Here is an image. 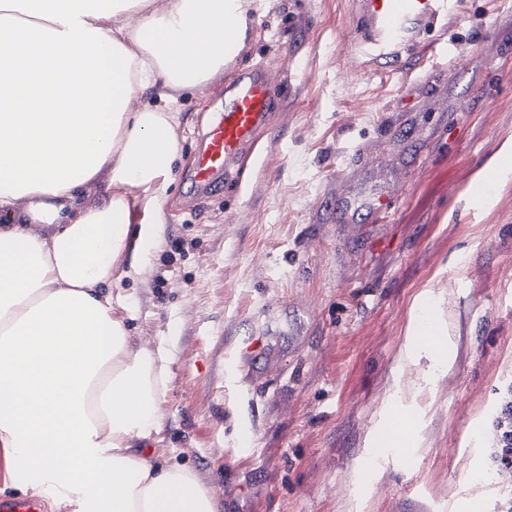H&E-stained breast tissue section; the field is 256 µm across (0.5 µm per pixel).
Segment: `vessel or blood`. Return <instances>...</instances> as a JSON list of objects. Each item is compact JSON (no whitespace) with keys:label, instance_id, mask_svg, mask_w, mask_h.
<instances>
[{"label":"vessel or blood","instance_id":"vessel-or-blood-1","mask_svg":"<svg viewBox=\"0 0 512 512\" xmlns=\"http://www.w3.org/2000/svg\"><path fill=\"white\" fill-rule=\"evenodd\" d=\"M354 6L361 45L378 61L389 62L415 48L440 49L436 29L457 13L459 0H355ZM277 106L265 68L237 70L196 154L192 181L199 196L211 195L237 178Z\"/></svg>","mask_w":512,"mask_h":512}]
</instances>
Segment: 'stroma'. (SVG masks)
<instances>
[{
	"instance_id": "35a3bbf8",
	"label": "stroma",
	"mask_w": 512,
	"mask_h": 512,
	"mask_svg": "<svg viewBox=\"0 0 512 512\" xmlns=\"http://www.w3.org/2000/svg\"><path fill=\"white\" fill-rule=\"evenodd\" d=\"M354 0H256L232 66L178 103L180 159L137 279L117 286L133 345H164L163 459L221 512H512L484 479L512 382V0H460L452 55L384 65L351 42ZM287 81L240 181L191 202L197 141L224 82ZM432 300L452 361L408 355ZM404 447H387L396 411Z\"/></svg>"
}]
</instances>
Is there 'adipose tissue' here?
Returning <instances> with one entry per match:
<instances>
[{"label": "adipose tissue", "mask_w": 512, "mask_h": 512, "mask_svg": "<svg viewBox=\"0 0 512 512\" xmlns=\"http://www.w3.org/2000/svg\"><path fill=\"white\" fill-rule=\"evenodd\" d=\"M251 0H0V482L57 512H218L163 428L164 346L134 347L112 284L136 278L179 146L164 80L203 90L244 39ZM107 176L118 194L86 207Z\"/></svg>", "instance_id": "ef3b65f1"}]
</instances>
